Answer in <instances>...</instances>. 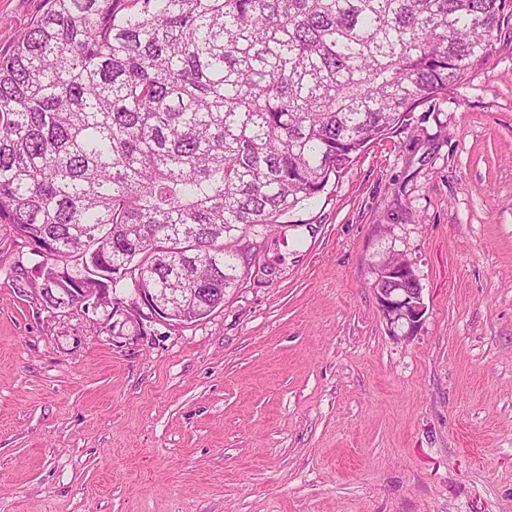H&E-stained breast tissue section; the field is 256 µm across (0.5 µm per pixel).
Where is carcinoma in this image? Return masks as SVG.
I'll list each match as a JSON object with an SVG mask.
<instances>
[{
    "label": "carcinoma",
    "instance_id": "1",
    "mask_svg": "<svg viewBox=\"0 0 512 512\" xmlns=\"http://www.w3.org/2000/svg\"><path fill=\"white\" fill-rule=\"evenodd\" d=\"M512 0H48L0 54V227L41 298L130 287L206 317L239 241L483 64Z\"/></svg>",
    "mask_w": 512,
    "mask_h": 512
}]
</instances>
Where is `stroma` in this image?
<instances>
[{
	"mask_svg": "<svg viewBox=\"0 0 512 512\" xmlns=\"http://www.w3.org/2000/svg\"><path fill=\"white\" fill-rule=\"evenodd\" d=\"M44 0H0V54ZM207 317L44 307L0 232V512H512V23L280 224ZM408 260L413 336L374 282Z\"/></svg>",
	"mask_w": 512,
	"mask_h": 512,
	"instance_id": "35a3bbf8",
	"label": "stroma"
}]
</instances>
